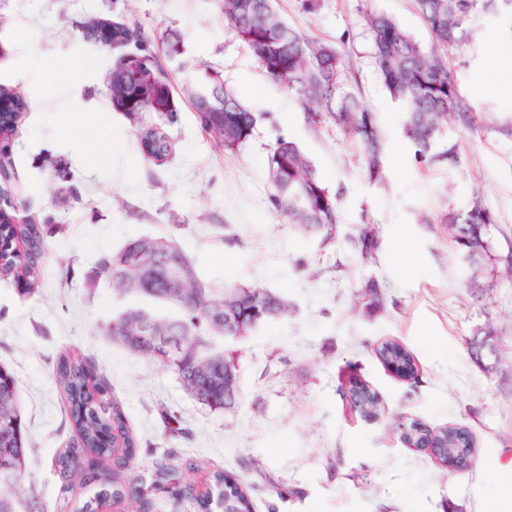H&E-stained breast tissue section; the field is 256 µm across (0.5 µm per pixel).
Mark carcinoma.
<instances>
[{"label": "carcinoma", "instance_id": "1", "mask_svg": "<svg viewBox=\"0 0 512 512\" xmlns=\"http://www.w3.org/2000/svg\"><path fill=\"white\" fill-rule=\"evenodd\" d=\"M483 0H416L417 9L432 34L431 50L425 51L391 16L373 13L366 17L374 56L382 83L390 98L406 112L405 137L416 147L415 156L426 166L447 162L456 167L460 158L454 148H437L444 124L454 119L470 120L454 78L441 51L467 36V24ZM224 20L236 37L254 54L267 75L283 82L312 112L313 118L327 117L355 135L363 144L369 175H381L384 143L375 117L353 95L343 91L342 58L336 48L308 40L280 14L275 0H222ZM84 38L97 41L107 35L120 50L112 66V107L124 112L138 125L140 143L154 147L142 150L147 161L160 162L172 149L169 135L147 121L159 113L174 122L177 112L171 83L161 60L149 51V43L134 22L94 19L83 27ZM133 52L148 56L154 66L147 71L122 68L121 57ZM201 128L224 149L235 151L253 135L257 117L224 83L211 75L185 89ZM27 101L9 85L0 83V205H11L14 177L10 141L17 132ZM268 176L272 183L270 203L274 212L299 225L302 230L327 243L339 223L338 196L323 186L311 160L299 146L279 139L270 148ZM448 230L466 255L479 262L490 257L486 230L496 223L480 196L464 211L450 213ZM12 225L0 223V279L22 274L19 292L32 295L42 280L46 253L45 228H26L24 249H12ZM160 249L151 265L128 270L118 264L134 257L129 242L119 252L101 258L102 272L112 284L122 308L112 315L103 330L112 341L135 355L149 356L171 369L189 395L211 412H222L224 404V344L237 333L224 326V307L253 322V328L288 315V301L280 294L256 286L232 288L215 299L197 273L179 283L175 272L192 265L175 243L150 238ZM383 363H397L413 373V356L396 343H384L378 351ZM57 388L70 409L73 435L59 450L52 466L72 493L87 482L98 491L80 512H107L112 503L129 501L134 512H250L247 487L222 469L212 471L207 491L197 492L191 476L194 468L184 464L170 449L145 471L132 462L139 440L131 428L120 400L100 366L91 358L61 353L52 367ZM352 395L365 411L376 412L379 399L363 386ZM168 435L183 437L180 415L163 411ZM395 429L410 447L418 448L436 438L447 439L448 456L460 464L474 455L467 430L459 427L422 428L415 421L399 422ZM30 444L17 392V379L0 366V512H17L20 493L18 475L25 470Z\"/></svg>", "mask_w": 512, "mask_h": 512}]
</instances>
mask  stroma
<instances>
[{
	"label": "stroma",
	"mask_w": 512,
	"mask_h": 512,
	"mask_svg": "<svg viewBox=\"0 0 512 512\" xmlns=\"http://www.w3.org/2000/svg\"><path fill=\"white\" fill-rule=\"evenodd\" d=\"M278 8L302 35L339 51L344 91L374 114L383 138L382 180L369 178L355 136L313 122L269 78L225 24L221 0H0V83L29 105L11 141V193L20 215L50 228L38 291L22 296L0 279V364L18 379L33 446L19 512H55L60 495L51 462L73 430L52 364L64 351L105 371L140 439L136 467L175 449L197 466V484L217 468L244 477L252 512H482L476 489L492 483L495 464L512 461V89L491 82L512 69V9L476 13L470 38L444 51L472 121L441 130V147L455 146L460 165L425 168L365 23L385 13L430 49L414 0H278ZM100 16L138 23L160 57L166 32L181 36L180 55L166 63L178 114L165 127L173 149L162 162L143 160L134 125L104 94L115 54L82 37ZM207 73L257 117L239 151L201 129L183 91ZM75 116L74 144L64 127ZM281 138L296 142L339 196L331 242L271 208L267 154ZM477 194L496 222L475 280L443 218ZM367 231L378 245L365 259L354 242ZM141 236L176 243L213 296L250 285L291 305L287 317L226 342L240 398L224 412L198 405L170 369L103 331L119 299L99 261ZM371 283L379 302L366 295ZM485 337L495 352L475 358L469 342ZM386 341L412 354L416 380L383 365L376 350ZM351 375L377 392V420L344 397ZM165 409L181 415L185 437H167ZM411 419L467 429L474 467L451 471L404 445L393 426ZM272 480L286 482L289 495L272 492Z\"/></svg>",
	"instance_id": "35a3bbf8"
}]
</instances>
